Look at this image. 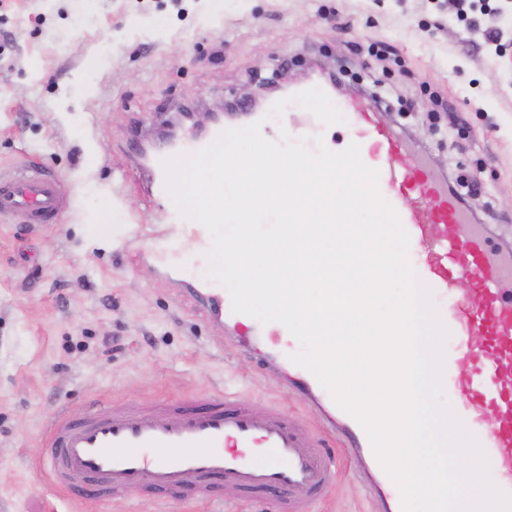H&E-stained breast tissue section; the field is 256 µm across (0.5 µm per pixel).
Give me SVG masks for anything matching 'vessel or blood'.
<instances>
[{
  "label": "vessel or blood",
  "instance_id": "b4317fda",
  "mask_svg": "<svg viewBox=\"0 0 512 512\" xmlns=\"http://www.w3.org/2000/svg\"><path fill=\"white\" fill-rule=\"evenodd\" d=\"M363 163L378 171L382 197L396 211L409 237L417 276L445 306L438 317L457 343L444 355L443 375L461 383L451 409L484 451L492 482L512 495V302L506 300L512 265L502 262L481 225L472 222L403 144L381 112L348 106ZM163 157L147 174L149 196L166 205L158 239L183 234L208 251L211 237L197 221L183 217L166 187ZM63 205L61 186L50 172L22 168L0 180V216L19 213L33 224L55 223ZM472 282L471 291L458 290ZM301 394L319 415L314 425L293 420L272 407L256 412L229 394H192L122 412L98 405L80 416L62 411L48 426L51 451L47 474L72 495L115 496L142 487L163 494L208 484L244 496H274L278 512H310L335 481V467L323 438L352 435L350 451L364 461L359 477L374 512H402L399 498L386 494V474L369 438L350 415L336 416L331 395L305 368H297ZM270 457L259 467L251 449Z\"/></svg>",
  "mask_w": 512,
  "mask_h": 512
}]
</instances>
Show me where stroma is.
Instances as JSON below:
<instances>
[{
	"mask_svg": "<svg viewBox=\"0 0 512 512\" xmlns=\"http://www.w3.org/2000/svg\"><path fill=\"white\" fill-rule=\"evenodd\" d=\"M496 23L500 57L449 0H0V179L36 166L65 195L54 224L0 218V512H275L232 493L63 497L47 477L44 427L64 406L225 392L314 418L267 326L246 327L244 350L228 305L199 301L206 264L177 244L159 267L128 235L163 219L138 145L265 98L260 78L306 85L318 63L345 84L329 98L379 108L512 246V9ZM328 451L336 481L311 512H368L352 459Z\"/></svg>",
	"mask_w": 512,
	"mask_h": 512,
	"instance_id": "obj_1",
	"label": "stroma"
}]
</instances>
